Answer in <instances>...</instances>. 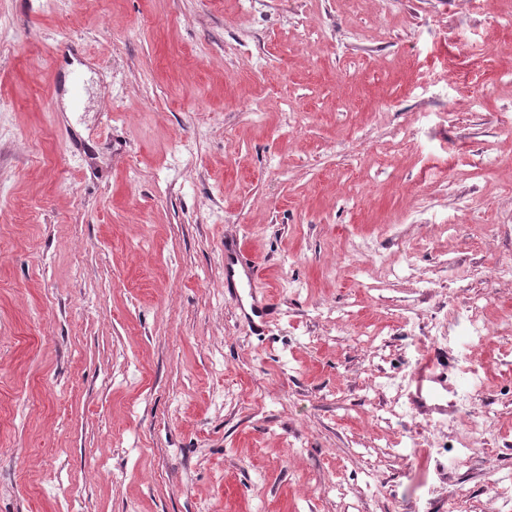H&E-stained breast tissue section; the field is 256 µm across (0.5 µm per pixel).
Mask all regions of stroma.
<instances>
[{"instance_id":"1","label":"stroma","mask_w":512,"mask_h":512,"mask_svg":"<svg viewBox=\"0 0 512 512\" xmlns=\"http://www.w3.org/2000/svg\"><path fill=\"white\" fill-rule=\"evenodd\" d=\"M510 258L512 0H0V512H493ZM260 272L259 266L249 260H243L241 250L233 247H225L224 252V288L227 292L234 294L239 301V307L243 316L252 320L254 317L263 319L265 316H274L277 312L276 304L270 299L263 298L258 301L253 293H250L252 302L250 303V312L243 306L242 298L238 289L247 283L252 288ZM255 324V323H254ZM471 313L463 322H456L453 325L454 331L457 336L468 339L472 343L482 338L485 335L488 327L482 320L479 311L476 308L469 310ZM445 355L438 348L431 346L418 360L410 379L411 400L414 406L429 410L427 416L433 412L446 409V405L434 403L427 404V398L436 399L442 391L451 392L452 385L448 383Z\"/></svg>"}]
</instances>
